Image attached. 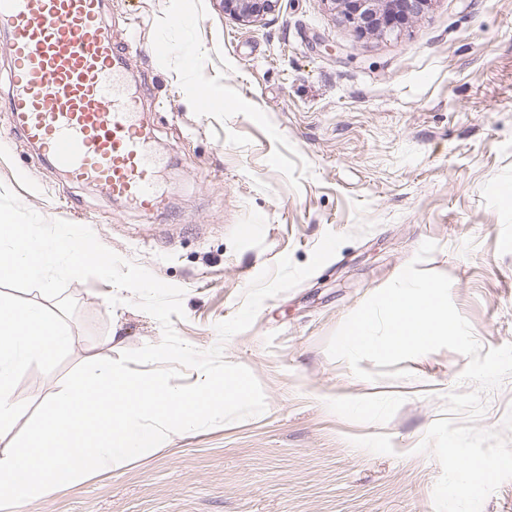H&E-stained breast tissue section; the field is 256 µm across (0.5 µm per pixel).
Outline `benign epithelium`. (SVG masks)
<instances>
[{
  "label": "benign epithelium",
  "instance_id": "obj_1",
  "mask_svg": "<svg viewBox=\"0 0 512 512\" xmlns=\"http://www.w3.org/2000/svg\"><path fill=\"white\" fill-rule=\"evenodd\" d=\"M225 14L254 23L274 14L281 0H220ZM334 10L361 35L385 36L423 15L432 0H330Z\"/></svg>",
  "mask_w": 512,
  "mask_h": 512
}]
</instances>
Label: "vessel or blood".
<instances>
[{"instance_id": "b4317fda", "label": "vessel or blood", "mask_w": 512, "mask_h": 512, "mask_svg": "<svg viewBox=\"0 0 512 512\" xmlns=\"http://www.w3.org/2000/svg\"><path fill=\"white\" fill-rule=\"evenodd\" d=\"M104 0H0L16 65V129L56 168L137 207L155 204L153 132L122 83L127 65L101 24Z\"/></svg>"}]
</instances>
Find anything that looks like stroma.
<instances>
[{
  "instance_id": "stroma-1",
  "label": "stroma",
  "mask_w": 512,
  "mask_h": 512,
  "mask_svg": "<svg viewBox=\"0 0 512 512\" xmlns=\"http://www.w3.org/2000/svg\"><path fill=\"white\" fill-rule=\"evenodd\" d=\"M102 21L133 57L127 80L166 162L162 201L144 211L72 182L16 133L0 33V183L26 207L90 227L183 288L174 328L200 350L262 270L307 264L326 232L351 239L223 343L261 384L262 414L184 433L19 512H434L441 466L416 447L445 396L469 391L467 357L442 349L401 361L409 377L366 381L326 343L430 240L420 268L451 279L482 348L512 344V0H434L387 37L359 35L327 0H282L249 25L219 0H105ZM66 293L78 305L68 357L14 389L33 409L78 365L162 338L151 315L109 306L105 281Z\"/></svg>"
}]
</instances>
